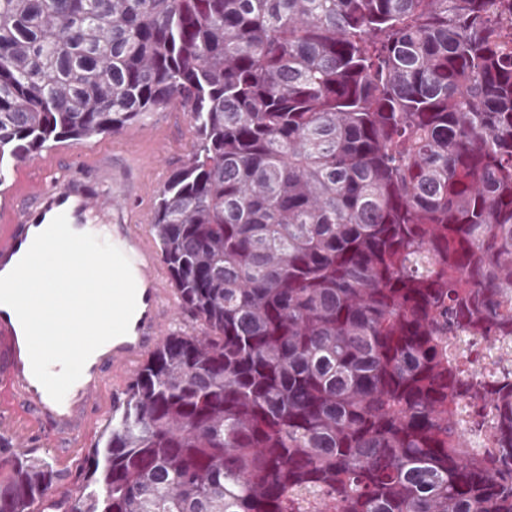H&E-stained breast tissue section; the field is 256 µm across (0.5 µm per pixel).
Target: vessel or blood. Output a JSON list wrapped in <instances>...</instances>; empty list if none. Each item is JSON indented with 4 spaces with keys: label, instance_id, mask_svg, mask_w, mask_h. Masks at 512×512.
<instances>
[{
    "label": "vessel or blood",
    "instance_id": "b4317fda",
    "mask_svg": "<svg viewBox=\"0 0 512 512\" xmlns=\"http://www.w3.org/2000/svg\"><path fill=\"white\" fill-rule=\"evenodd\" d=\"M161 154L124 152L86 144L77 153L51 149L36 166L15 170L0 190V276L13 270L58 214L78 233L99 226L129 260L137 308L126 335L114 338L87 360L81 377L62 402H55L34 377L25 333L16 312L0 304V434L20 443L43 437L56 458L83 452L88 434L112 408V392L160 344L177 312L172 284L145 229L142 174L159 169Z\"/></svg>",
    "mask_w": 512,
    "mask_h": 512
}]
</instances>
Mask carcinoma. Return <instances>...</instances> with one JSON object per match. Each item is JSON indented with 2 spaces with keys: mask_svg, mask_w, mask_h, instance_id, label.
I'll use <instances>...</instances> for the list:
<instances>
[{
  "mask_svg": "<svg viewBox=\"0 0 512 512\" xmlns=\"http://www.w3.org/2000/svg\"><path fill=\"white\" fill-rule=\"evenodd\" d=\"M487 0H0V161L178 104L181 310L84 458L0 512H512V37ZM495 414L491 448H469ZM83 457L81 456L71 460L66 467L57 464V469L62 470L60 480L58 482L59 490H76L83 482Z\"/></svg>",
  "mask_w": 512,
  "mask_h": 512,
  "instance_id": "cac0c4a2",
  "label": "carcinoma"
}]
</instances>
